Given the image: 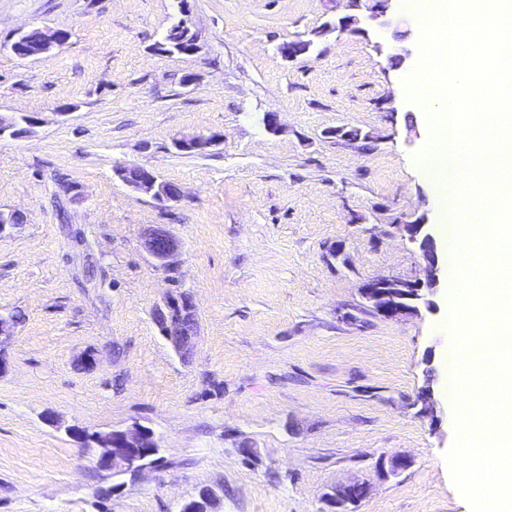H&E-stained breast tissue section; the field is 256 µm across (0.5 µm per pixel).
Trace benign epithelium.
<instances>
[{
  "instance_id": "1",
  "label": "benign epithelium",
  "mask_w": 512,
  "mask_h": 512,
  "mask_svg": "<svg viewBox=\"0 0 512 512\" xmlns=\"http://www.w3.org/2000/svg\"><path fill=\"white\" fill-rule=\"evenodd\" d=\"M45 42L42 50L34 53L17 52L21 38L26 30L20 29L14 34L9 48L15 56L23 59L47 60L52 56L54 47L63 44L67 35L60 30H43ZM310 41L302 38L289 39L278 46V52L286 61H293L310 52ZM223 136L217 133L192 137H177L172 147L181 153H204L219 145ZM142 178L128 187L138 193L156 196L155 188L159 177L148 168H141ZM398 232L418 250L424 262V278L402 280L380 277L363 284L360 294L365 301L378 299L381 305L375 314L387 320L418 315L421 312L437 314L440 310L441 290L448 286V259L436 247L435 225L421 215L413 220L396 225ZM141 246L154 265L167 275L169 281L178 282L182 266L183 245L162 225H151L141 235ZM153 321L160 334L165 337L174 352L184 361L194 353L198 336L199 318L195 301L191 293L180 290L171 291L152 311ZM72 437L93 443L99 449L98 466L106 471L120 470L135 480L145 471L155 467L152 456L159 448L154 432L140 425L125 430H113L108 433L91 435L73 428H66ZM334 499H326L325 512H349L352 501L346 498L352 494L359 501L366 497L368 488L362 483H352L333 490ZM214 493L203 488L198 495L184 502L179 512H214Z\"/></svg>"
}]
</instances>
